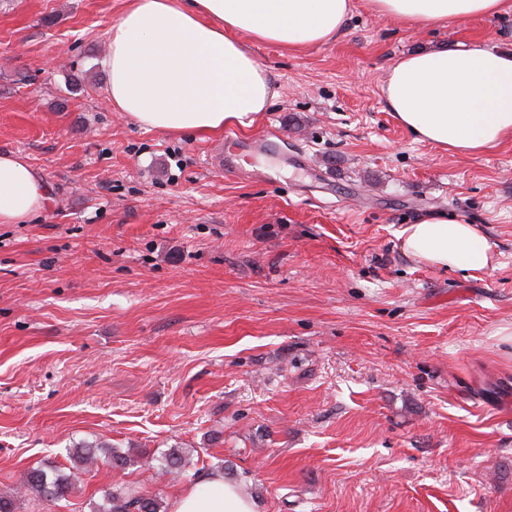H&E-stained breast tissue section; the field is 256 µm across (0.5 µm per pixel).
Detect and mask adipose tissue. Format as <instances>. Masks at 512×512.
Returning <instances> with one entry per match:
<instances>
[{
  "mask_svg": "<svg viewBox=\"0 0 512 512\" xmlns=\"http://www.w3.org/2000/svg\"><path fill=\"white\" fill-rule=\"evenodd\" d=\"M397 22L445 26L512 10V0H366ZM352 0H128L103 60L114 111L172 134L251 126L275 92L243 37L296 51L338 38ZM386 109L418 141L476 154L512 136V52L481 44L432 47L398 58L382 87ZM53 204L52 189L25 157L0 153V223L23 224ZM402 248L437 267L478 272L490 246L473 225L433 211L401 233ZM169 512H256L222 472L174 493Z\"/></svg>",
  "mask_w": 512,
  "mask_h": 512,
  "instance_id": "ef3b65f1",
  "label": "adipose tissue"
}]
</instances>
